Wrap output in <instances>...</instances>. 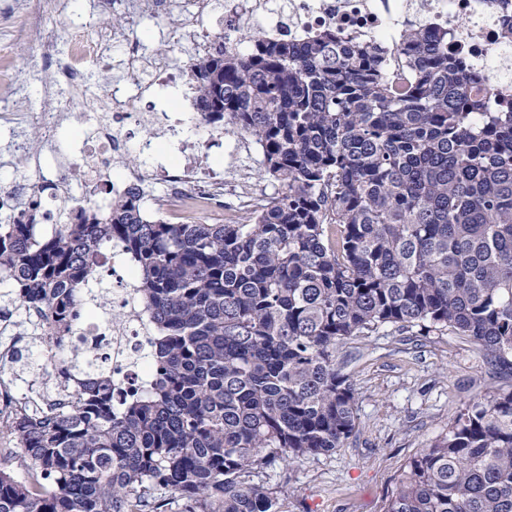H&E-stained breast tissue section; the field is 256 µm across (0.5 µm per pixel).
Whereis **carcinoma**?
<instances>
[{
	"instance_id": "1",
	"label": "carcinoma",
	"mask_w": 512,
	"mask_h": 512,
	"mask_svg": "<svg viewBox=\"0 0 512 512\" xmlns=\"http://www.w3.org/2000/svg\"><path fill=\"white\" fill-rule=\"evenodd\" d=\"M390 59L334 29H255L193 59L201 121L254 139L275 186L246 224L149 220L139 185L76 202L49 235L36 198L0 221V308L35 315L32 341L63 363L11 369L73 398L0 417L26 470L0 465V512H280L268 465L334 453L358 426L348 341L417 327L512 367V111L477 95L446 31L413 26ZM115 241L152 318L142 389L114 390L78 333L90 309L112 324ZM383 512H512V386L411 457Z\"/></svg>"
}]
</instances>
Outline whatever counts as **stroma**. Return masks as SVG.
I'll return each mask as SVG.
<instances>
[{"label":"stroma","mask_w":512,"mask_h":512,"mask_svg":"<svg viewBox=\"0 0 512 512\" xmlns=\"http://www.w3.org/2000/svg\"><path fill=\"white\" fill-rule=\"evenodd\" d=\"M40 10L41 22L30 39L18 45L7 75L0 76V98L22 92L34 104L52 103L62 113L54 133L29 124L26 136L37 137L33 158L18 159L12 152L14 130L0 122V186L16 177L38 181L36 162L78 165V147L86 136L82 115L88 100L85 88L64 84L43 66L46 55L68 49L70 23H84L97 33L99 19L92 0H0V42L11 39L17 21ZM178 13L143 22L133 39L149 55L169 52L171 65L185 73L194 51L183 45L167 51L162 38ZM120 54H109L89 66L86 88L106 97L112 86L130 82ZM221 146L201 150L197 163L228 172L233 189L224 195L225 210H233L235 191L255 190L269 195L274 186L261 172L262 152L250 144L241 155L230 152L238 138L227 131ZM344 371L358 390V427L344 448L286 465L274 461L266 476L278 489L281 512H382L397 478L408 460L427 446L470 398L486 389L512 383V370L492 366L483 352L467 339L451 335L422 336L388 325L379 332L351 340L339 353Z\"/></svg>","instance_id":"1"}]
</instances>
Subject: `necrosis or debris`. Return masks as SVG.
Returning <instances> with one entry per match:
<instances>
[{
	"mask_svg": "<svg viewBox=\"0 0 512 512\" xmlns=\"http://www.w3.org/2000/svg\"><path fill=\"white\" fill-rule=\"evenodd\" d=\"M171 6L172 0H139L138 9L126 14L124 26L102 21L101 32L95 36L84 26H70V51L51 60L66 83H83L84 62L103 61L115 45L122 47L133 80L113 86L107 111L85 113L91 131L80 149L84 162L78 178H71L56 165L42 168L40 179L50 185L55 207L70 205L99 183L114 195L127 191L139 180V172H130L120 182L112 181L111 173L131 147L154 162L152 170L164 189L162 213L168 222L192 224L202 212H222L224 176L197 167V153L206 142L188 139L183 131L188 126H200L201 119L173 97L179 83L169 58L163 54L144 56L137 44L126 40L128 27ZM181 14L180 24L167 31L166 40L173 49L191 41L199 53L211 52L220 40L228 46L237 45L234 30L221 28L227 18L251 21L264 33L285 35L293 41L333 27L352 39L390 45L398 43L408 19L425 20L447 31L449 45L465 50L483 76L480 91L491 103L498 106L512 99V39L504 35L506 22L512 20V0H185ZM130 119L143 125L147 136L130 141L125 130ZM113 302L116 309L125 311L124 320L108 332L93 324L84 327L82 333L91 340L111 334L112 364L118 380L124 383L128 380L126 359L141 351L149 314L139 305L130 283L122 284Z\"/></svg>",
	"mask_w": 512,
	"mask_h": 512,
	"instance_id": "4bbe7bcc",
	"label": "necrosis or debris"
}]
</instances>
